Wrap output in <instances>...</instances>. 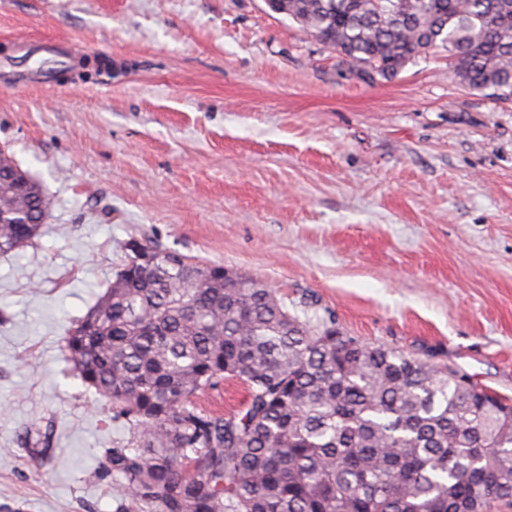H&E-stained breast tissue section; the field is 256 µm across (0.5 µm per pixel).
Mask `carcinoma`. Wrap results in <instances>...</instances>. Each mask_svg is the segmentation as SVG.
Returning a JSON list of instances; mask_svg holds the SVG:
<instances>
[{"label":"carcinoma","instance_id":"cac0c4a2","mask_svg":"<svg viewBox=\"0 0 512 512\" xmlns=\"http://www.w3.org/2000/svg\"><path fill=\"white\" fill-rule=\"evenodd\" d=\"M349 71L391 80L439 50L459 81L512 98V0H277ZM0 254L50 200L0 158ZM64 353L125 436L106 461L116 512H497L512 508V399L464 371L312 325L264 283L146 238ZM247 390L229 416L196 395Z\"/></svg>","mask_w":512,"mask_h":512}]
</instances>
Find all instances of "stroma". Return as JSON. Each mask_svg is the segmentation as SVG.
I'll return each mask as SVG.
<instances>
[{
  "mask_svg": "<svg viewBox=\"0 0 512 512\" xmlns=\"http://www.w3.org/2000/svg\"><path fill=\"white\" fill-rule=\"evenodd\" d=\"M0 149L52 201L0 255V512H115L63 338L132 236L512 396V100L446 53L370 83L264 0H0Z\"/></svg>",
  "mask_w": 512,
  "mask_h": 512,
  "instance_id": "1",
  "label": "stroma"
}]
</instances>
